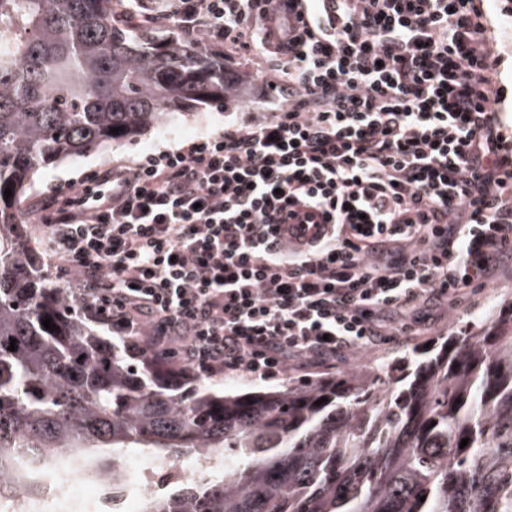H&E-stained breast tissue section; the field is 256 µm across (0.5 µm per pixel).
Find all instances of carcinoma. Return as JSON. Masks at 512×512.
<instances>
[{"mask_svg": "<svg viewBox=\"0 0 512 512\" xmlns=\"http://www.w3.org/2000/svg\"><path fill=\"white\" fill-rule=\"evenodd\" d=\"M235 96L207 47L122 28L112 0H0V493L139 448L224 463L141 512H512V295L412 359L226 393L100 335L28 245L40 168Z\"/></svg>", "mask_w": 512, "mask_h": 512, "instance_id": "obj_1", "label": "carcinoma"}]
</instances>
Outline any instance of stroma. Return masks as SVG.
Wrapping results in <instances>:
<instances>
[{
  "instance_id": "stroma-1",
  "label": "stroma",
  "mask_w": 512,
  "mask_h": 512,
  "mask_svg": "<svg viewBox=\"0 0 512 512\" xmlns=\"http://www.w3.org/2000/svg\"><path fill=\"white\" fill-rule=\"evenodd\" d=\"M488 35L500 59L498 80L502 89L500 118L502 132L512 142V0H487ZM237 71L249 85L250 90L241 98L200 107L187 116H175L163 125L149 128L141 136L123 146L105 147L82 157L70 158L51 164L38 171L27 189L22 210L28 220L26 232L32 247L41 248L42 242L36 233L39 222L41 198L49 188L66 185L83 175L115 166L117 163L135 159L157 148H174L192 140L204 132L224 127V117L233 112H266L272 107L273 93L259 80L254 66L237 63ZM512 292V281H502L497 287L473 289L455 309L444 312L442 317L430 320L429 324L416 328L413 335L398 336L386 344L355 354L351 361H329L303 370L291 369L270 379H255L242 374L216 373L207 380L227 389L249 391L273 389L290 382H301L322 375L342 376L353 364L371 367L390 363L402 356H413L427 343L437 342L445 336L460 335L473 330L476 322L495 310L507 293Z\"/></svg>"
}]
</instances>
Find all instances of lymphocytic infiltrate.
<instances>
[{"label": "lymphocytic infiltrate", "instance_id": "obj_1", "mask_svg": "<svg viewBox=\"0 0 512 512\" xmlns=\"http://www.w3.org/2000/svg\"><path fill=\"white\" fill-rule=\"evenodd\" d=\"M286 101L41 201L48 266L146 352L268 379L497 285L512 144L483 0H139ZM323 218L322 240L277 239Z\"/></svg>", "mask_w": 512, "mask_h": 512}]
</instances>
